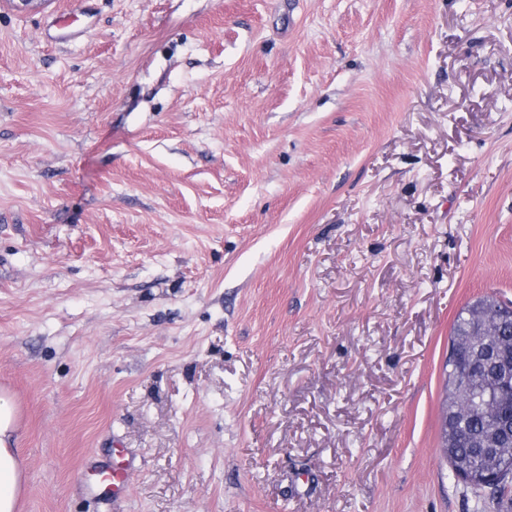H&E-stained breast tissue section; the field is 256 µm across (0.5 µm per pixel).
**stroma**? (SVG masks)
I'll use <instances>...</instances> for the list:
<instances>
[{
	"label": "stroma",
	"instance_id": "obj_1",
	"mask_svg": "<svg viewBox=\"0 0 512 512\" xmlns=\"http://www.w3.org/2000/svg\"><path fill=\"white\" fill-rule=\"evenodd\" d=\"M484 296L512 0H0L20 512H512L439 447ZM99 485L104 490L117 494L123 491L128 484L129 466L124 464L120 467H114L107 463L98 467Z\"/></svg>",
	"mask_w": 512,
	"mask_h": 512
}]
</instances>
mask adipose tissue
I'll use <instances>...</instances> for the list:
<instances>
[{"label":"adipose tissue","mask_w":512,"mask_h":512,"mask_svg":"<svg viewBox=\"0 0 512 512\" xmlns=\"http://www.w3.org/2000/svg\"><path fill=\"white\" fill-rule=\"evenodd\" d=\"M18 413L11 397L0 392V512H18L23 492V464L16 450Z\"/></svg>","instance_id":"adipose-tissue-1"}]
</instances>
